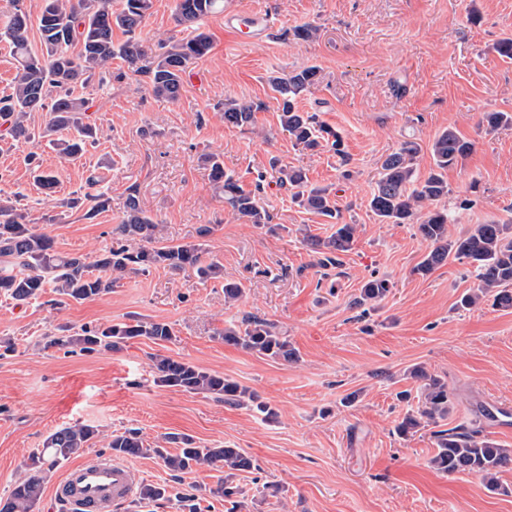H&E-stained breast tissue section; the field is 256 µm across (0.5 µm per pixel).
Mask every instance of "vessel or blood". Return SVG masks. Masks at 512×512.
Returning a JSON list of instances; mask_svg holds the SVG:
<instances>
[{"label": "vessel or blood", "mask_w": 512, "mask_h": 512, "mask_svg": "<svg viewBox=\"0 0 512 512\" xmlns=\"http://www.w3.org/2000/svg\"><path fill=\"white\" fill-rule=\"evenodd\" d=\"M224 26L242 42L270 36L274 23L255 10H225ZM136 470L128 464L102 456L70 466L53 488V499L61 512H116L132 499Z\"/></svg>", "instance_id": "vessel-or-blood-1"}]
</instances>
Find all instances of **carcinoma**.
Returning <instances> with one entry per match:
<instances>
[{
  "instance_id": "1",
  "label": "carcinoma",
  "mask_w": 512,
  "mask_h": 512,
  "mask_svg": "<svg viewBox=\"0 0 512 512\" xmlns=\"http://www.w3.org/2000/svg\"><path fill=\"white\" fill-rule=\"evenodd\" d=\"M22 2L9 0L10 10L6 20L0 23V41L9 45L17 61L10 92L0 96V121L6 124L4 137L15 142L32 139L35 133L27 124L28 114L45 110L49 112V120L40 136L50 138L60 154L73 159L81 156L97 137L88 115L90 93L87 88L94 77H99L101 82L106 80L109 65L119 58L133 72L145 77V84L155 97L178 99L189 66L211 49L210 37L199 31L197 23L224 10V0H177L175 21L191 33L180 39L161 41L162 52L157 54L137 36L152 8V0H44L38 18L41 48L35 50L29 39L30 18L21 8ZM115 28L126 35V40L117 45L112 41ZM316 77L314 66L269 77L280 125L295 143L309 150L327 145L345 162L347 154L340 133L318 122L315 115L299 109V99ZM254 112L251 103L230 101L224 104V124L238 128L250 126ZM511 125V113H482L480 126L487 131ZM60 129H72L75 136L53 139L52 135ZM473 148L474 142L455 130L442 131L431 144L433 168L420 179L414 168L418 144L403 142L383 159L369 208L383 224L412 225L415 234L428 243L429 251L414 268L415 273L426 276L450 259L471 267L477 286L462 295L460 307L470 308L490 299L492 306L508 310L512 309V224H477L455 236L448 229V224L452 223L448 209L437 207L448 198L445 178L448 168L464 160ZM206 161L212 180L224 191L225 206L250 224L270 222V215L256 194L245 190L233 175L224 171L219 156L210 155ZM272 166L277 168L280 185L292 191L294 202L307 211L336 221L331 235L324 239L308 236L306 243L318 255L319 266L338 265L339 256L352 249L355 225L341 221L330 191L312 184L304 170L280 166L276 160ZM96 184V178L89 176L83 196L71 199L65 206L74 209L91 203L86 212L88 218L105 210L107 200L96 192ZM153 231V218L132 195L112 246L88 263L82 256L57 253L53 240L38 230L17 201L0 197V295L16 302H27L52 288L59 296L57 304L63 305L99 297L127 273L146 274L161 266L172 270L193 268L205 279H218L223 275L219 263H202V244L154 245ZM390 292L389 282L369 279L350 306L378 303ZM172 336L170 324L164 321L131 318L103 328L84 327L77 331L66 328L60 334L44 337V347L91 354L118 351L137 338L165 342ZM224 343L285 362L297 359L288 337L277 331L274 324L263 320H247L224 328ZM153 370L156 382L162 386L211 394L235 406L251 403L264 417L275 415L270 406L256 401L248 388L220 373L162 355L154 357ZM408 375L420 382L418 403L396 425V433L405 438L421 428L434 427L431 436L436 451L430 463L435 470L446 475L472 474L489 488L501 489L498 474L512 468V449L499 447L485 434L489 414H476L467 421L441 429L439 423L448 419L454 407V393L448 381L417 366L410 369ZM99 434L95 426L80 422L50 433L42 447L30 452L8 496L0 497V512H35L45 481L90 447ZM164 441L177 445L176 452H170L159 442L147 443L140 432L133 429L112 434L107 438L106 447L115 455H152L171 472L221 470L224 476L209 488V494L224 500L242 495L243 489L236 480L240 473L255 469L252 458L240 448L201 447L192 438L178 434L167 436ZM166 496L167 488L161 484H140L139 501L142 503L156 502Z\"/></svg>"
}]
</instances>
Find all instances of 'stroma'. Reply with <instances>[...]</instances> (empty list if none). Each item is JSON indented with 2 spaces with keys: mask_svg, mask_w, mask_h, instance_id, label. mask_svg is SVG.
I'll list each match as a JSON object with an SVG mask.
<instances>
[{
  "mask_svg": "<svg viewBox=\"0 0 512 512\" xmlns=\"http://www.w3.org/2000/svg\"><path fill=\"white\" fill-rule=\"evenodd\" d=\"M224 3L272 13L278 26L270 37L244 43L225 31L223 13L205 18L201 29L212 49L190 66L178 100L154 97L116 59L112 80L92 90L89 115L101 138L82 157L65 160L41 138L0 140V193L21 194L58 252L91 261L111 247L133 193L156 222L159 244L204 242L207 258L224 268L222 279L204 280L192 269L158 267L67 306L56 305L50 289L24 304L0 296V343L12 345L0 356V497L46 436L86 422L105 435L135 428L151 443L180 434L242 449L257 465L239 478L242 512H512V469L499 474L493 491L474 475L435 470L429 431L405 439L394 432L409 409L398 392L417 388L405 372L422 366L447 380L456 396L449 424L488 411V438L512 449V310L459 308L474 276L458 263L414 274L427 243L411 225L380 223L368 205L382 158L415 141L416 175L426 177L434 137L452 127L475 147L446 173L451 233L512 221V127L488 133L479 125L482 113H512V60L494 50L512 35V0ZM174 5L153 0L142 40L153 46L183 37ZM304 23L318 26V36L294 40L292 28ZM307 66L318 76L300 107L341 132L348 164L329 149L294 145L280 127L266 77ZM233 100L253 103L254 128L225 125L224 105ZM207 153L219 155L245 190L257 191L269 224L247 223L225 208ZM274 158L330 187L343 222L357 227L333 281L322 280L302 240L333 228L293 203L270 167ZM37 165L55 172L53 194L34 184ZM346 169L351 179L343 178ZM92 175L107 208L88 219L62 202ZM45 214L53 223L42 222ZM203 227L208 236H200ZM374 277L388 280L392 291L364 317L350 302ZM228 280L246 289L232 305L224 302ZM253 316L275 323L297 360L225 344V327ZM130 317L167 322L174 336L93 354L43 346L58 327H103ZM158 355L238 382L270 404L277 419L157 384ZM353 392L357 400L343 405ZM127 462L141 481L195 489L198 512H226V502L208 493L218 471L176 475L150 456ZM267 482L279 484L281 494L266 495Z\"/></svg>",
  "mask_w": 512,
  "mask_h": 512,
  "instance_id": "obj_1",
  "label": "stroma"
}]
</instances>
